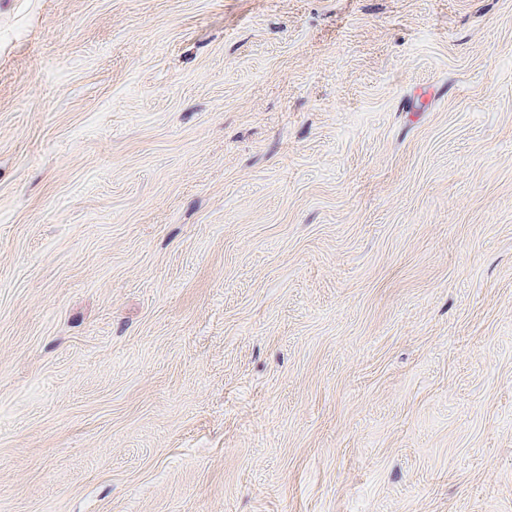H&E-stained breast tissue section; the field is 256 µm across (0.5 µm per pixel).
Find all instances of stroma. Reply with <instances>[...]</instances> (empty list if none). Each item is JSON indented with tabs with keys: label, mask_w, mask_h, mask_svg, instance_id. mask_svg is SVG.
Instances as JSON below:
<instances>
[{
	"label": "stroma",
	"mask_w": 512,
	"mask_h": 512,
	"mask_svg": "<svg viewBox=\"0 0 512 512\" xmlns=\"http://www.w3.org/2000/svg\"><path fill=\"white\" fill-rule=\"evenodd\" d=\"M0 512H512V0H0Z\"/></svg>",
	"instance_id": "stroma-1"
}]
</instances>
